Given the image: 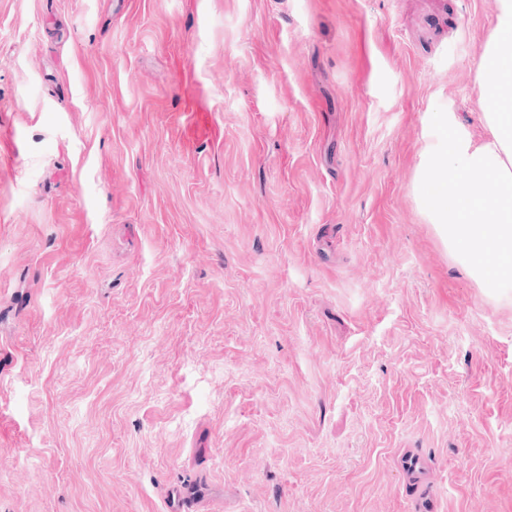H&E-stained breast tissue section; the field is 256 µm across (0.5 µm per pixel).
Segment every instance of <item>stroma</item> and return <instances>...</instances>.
I'll use <instances>...</instances> for the list:
<instances>
[{
  "label": "stroma",
  "mask_w": 512,
  "mask_h": 512,
  "mask_svg": "<svg viewBox=\"0 0 512 512\" xmlns=\"http://www.w3.org/2000/svg\"><path fill=\"white\" fill-rule=\"evenodd\" d=\"M498 0H0V512H512V290L414 190ZM401 465L413 481L405 487L406 491H411L412 500L414 502V511L416 512H430L428 509L431 502L430 490L426 481L427 466L424 460L416 453L410 452L404 455L401 459ZM168 508L171 512H193L196 507V492L191 486H174L167 492Z\"/></svg>",
  "instance_id": "obj_1"
}]
</instances>
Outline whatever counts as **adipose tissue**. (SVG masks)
I'll use <instances>...</instances> for the list:
<instances>
[{
	"mask_svg": "<svg viewBox=\"0 0 512 512\" xmlns=\"http://www.w3.org/2000/svg\"><path fill=\"white\" fill-rule=\"evenodd\" d=\"M484 134L433 115L415 190L421 210L477 281L512 288V0H499L476 69Z\"/></svg>",
	"mask_w": 512,
	"mask_h": 512,
	"instance_id": "obj_1",
	"label": "adipose tissue"
}]
</instances>
